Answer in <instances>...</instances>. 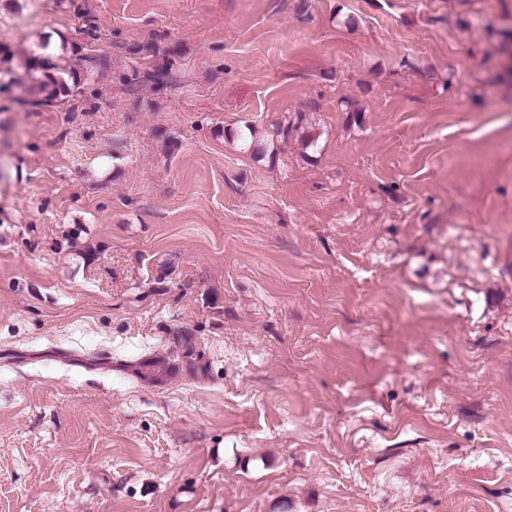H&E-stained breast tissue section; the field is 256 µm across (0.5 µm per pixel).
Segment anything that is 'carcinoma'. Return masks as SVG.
Returning <instances> with one entry per match:
<instances>
[{"label":"carcinoma","instance_id":"obj_1","mask_svg":"<svg viewBox=\"0 0 512 512\" xmlns=\"http://www.w3.org/2000/svg\"><path fill=\"white\" fill-rule=\"evenodd\" d=\"M50 37L44 36L34 48L24 53L20 58L25 73L32 81L30 98L22 101L29 106L48 105L54 102L69 101L82 95L84 86L88 84L95 68L101 66L102 58L87 56L84 58L85 66L82 69L70 67L63 68L55 73L46 72L44 62L46 57L42 52L47 50ZM132 83H151L157 87L166 86L174 82L171 69H151L134 71Z\"/></svg>","mask_w":512,"mask_h":512}]
</instances>
